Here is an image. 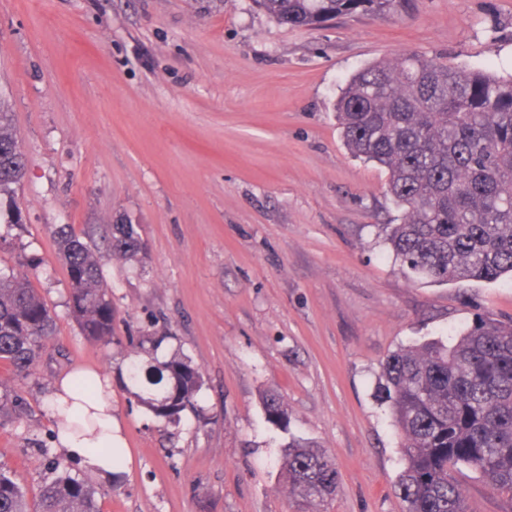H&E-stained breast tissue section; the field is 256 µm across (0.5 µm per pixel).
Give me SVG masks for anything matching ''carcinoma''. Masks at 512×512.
<instances>
[{
  "mask_svg": "<svg viewBox=\"0 0 512 512\" xmlns=\"http://www.w3.org/2000/svg\"><path fill=\"white\" fill-rule=\"evenodd\" d=\"M274 21L320 26L357 13L384 15L397 0H255ZM346 148L385 168L387 192L403 210L382 227L395 261L411 279L448 284L512 275V77L450 66L409 52L353 74L336 103ZM27 166L0 100V195H10ZM59 253L70 284L67 306L90 342L115 341L111 288L96 250L62 227ZM113 255L128 262L145 253L137 224L112 225ZM55 312L12 270L0 269V361L30 368L52 336ZM170 337L130 336L127 392L158 421L180 425L199 411L203 376ZM73 389L99 398L98 380L77 376ZM379 391L388 403L404 467L398 487L406 512H469L454 469H477L512 501V321L479 317L448 346H406L382 365ZM267 420L284 426L283 398L263 397ZM66 428L100 426L75 414ZM281 475L288 493L311 502L338 491L334 459L302 439L284 445ZM33 499L0 464V512H100L92 482L59 458Z\"/></svg>",
  "mask_w": 512,
  "mask_h": 512,
  "instance_id": "cac0c4a2",
  "label": "carcinoma"
}]
</instances>
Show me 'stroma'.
<instances>
[{"mask_svg": "<svg viewBox=\"0 0 512 512\" xmlns=\"http://www.w3.org/2000/svg\"><path fill=\"white\" fill-rule=\"evenodd\" d=\"M415 51L512 76V0H401L385 16L289 28L253 0H0V96L27 158L21 226L0 239L56 313L28 373L0 363V463L28 492L48 477L56 381L92 367L112 385L125 448L95 479L101 512H405L403 460L381 366L403 346L453 344L479 316L512 319V279L434 285L401 272L380 227L400 223L388 175L346 149L336 119L358 70ZM141 227L142 263L110 250ZM91 236L118 341L87 342L68 316L55 232ZM168 332L200 367L202 416L154 420L120 370L127 336ZM280 394L287 429L267 422ZM334 457L335 498L292 497L282 447ZM49 455V456H50ZM473 512H512L477 470ZM263 408L269 422L280 426L287 424L288 408L280 395L276 393L266 394L263 397Z\"/></svg>", "mask_w": 512, "mask_h": 512, "instance_id": "35a3bbf8", "label": "stroma"}]
</instances>
